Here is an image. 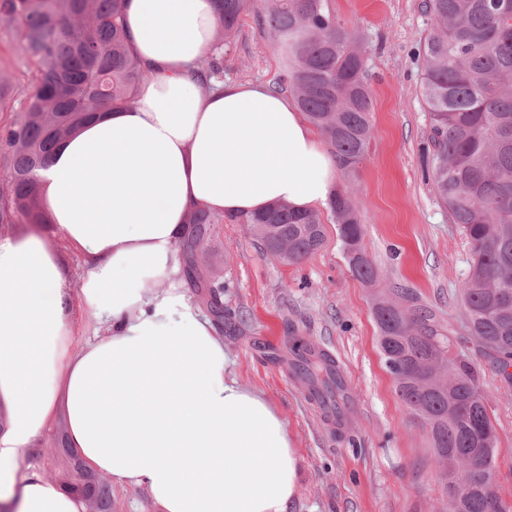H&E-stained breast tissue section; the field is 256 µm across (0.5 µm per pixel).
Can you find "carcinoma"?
Returning <instances> with one entry per match:
<instances>
[{
    "label": "carcinoma",
    "mask_w": 512,
    "mask_h": 512,
    "mask_svg": "<svg viewBox=\"0 0 512 512\" xmlns=\"http://www.w3.org/2000/svg\"><path fill=\"white\" fill-rule=\"evenodd\" d=\"M124 0H0V22L19 25L23 50L37 63L36 88L25 111L0 128L7 151V179L0 185V226L43 224L37 172L54 146L101 108L134 100L145 77L129 50L123 25ZM217 29L229 38L254 8L255 0H213ZM510 16L489 0H425L434 28L423 47L422 97L430 114V171L435 194L460 225L471 251L461 287L466 311L461 339L476 355L451 353L450 329L406 288L374 308L379 347L403 366L395 380L398 398L430 436L435 458L453 456L458 465L441 474L445 495L464 512H512L495 489L496 429L490 419L483 374L490 369L512 383V0H500ZM262 18L283 67L271 88L293 96L298 108L323 134L341 168L353 171L372 138V94L359 34L336 19L329 0H262ZM209 78L223 77V44L200 65ZM330 211L343 241L361 242L357 206L345 189L333 194ZM232 220L252 225L266 254L278 257L281 237L291 245L288 262L312 258L324 244L315 211L296 213L286 204ZM224 216L204 208L190 217L180 240L187 284L198 289L218 327L224 308L217 275L199 264L198 253ZM287 348L302 360L296 368L337 424L351 390L326 352L301 336ZM442 354L439 384L428 366ZM65 485L78 490L86 507L112 512L110 482L75 463L62 447Z\"/></svg>",
    "instance_id": "cac0c4a2"
}]
</instances>
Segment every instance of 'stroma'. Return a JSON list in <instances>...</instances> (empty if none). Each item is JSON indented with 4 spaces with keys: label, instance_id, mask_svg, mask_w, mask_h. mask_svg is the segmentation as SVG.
<instances>
[{
    "label": "stroma",
    "instance_id": "obj_1",
    "mask_svg": "<svg viewBox=\"0 0 512 512\" xmlns=\"http://www.w3.org/2000/svg\"><path fill=\"white\" fill-rule=\"evenodd\" d=\"M337 20L361 36L373 98V137L355 172L338 174L364 228L361 248L374 270L360 279L349 264L329 209H321L325 243L291 264L264 253L248 225L225 221L202 253L224 285L222 303L236 316L225 326L224 351L235 380L261 393L283 418L301 458L289 512H446L430 437L395 392L379 349L375 295L409 288L460 327V287L470 265L468 242L424 175L430 115L421 94L419 52L434 25L425 0H330ZM17 26L0 24V80L9 105L0 127L23 112L35 89L36 65ZM281 56L248 15L224 47V78L268 83ZM332 354L351 387L352 410L335 430L288 382L289 333ZM498 436L496 486L512 503V385L484 375Z\"/></svg>",
    "mask_w": 512,
    "mask_h": 512
}]
</instances>
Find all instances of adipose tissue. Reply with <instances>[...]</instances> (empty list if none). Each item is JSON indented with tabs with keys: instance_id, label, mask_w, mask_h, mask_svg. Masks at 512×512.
Returning a JSON list of instances; mask_svg holds the SVG:
<instances>
[{
	"instance_id": "ef3b65f1",
	"label": "adipose tissue",
	"mask_w": 512,
	"mask_h": 512,
	"mask_svg": "<svg viewBox=\"0 0 512 512\" xmlns=\"http://www.w3.org/2000/svg\"><path fill=\"white\" fill-rule=\"evenodd\" d=\"M123 14L150 76L39 171L60 242L0 238V512H84L80 494L19 468L58 428L155 512H288L300 458L280 415L228 374L223 339L184 291L179 242L201 207H326L338 163L293 98L199 74L212 0H125ZM79 309L94 319L82 338Z\"/></svg>"
}]
</instances>
